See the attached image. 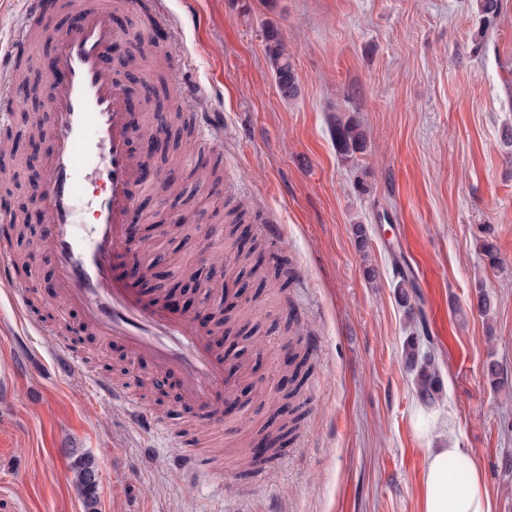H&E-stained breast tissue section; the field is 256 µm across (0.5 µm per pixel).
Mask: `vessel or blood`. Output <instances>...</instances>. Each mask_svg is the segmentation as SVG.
I'll return each instance as SVG.
<instances>
[{
  "mask_svg": "<svg viewBox=\"0 0 512 512\" xmlns=\"http://www.w3.org/2000/svg\"><path fill=\"white\" fill-rule=\"evenodd\" d=\"M59 0H27V14L14 47L0 55V68L14 69L40 44L52 49L53 75L45 90L51 122L43 135L49 149L40 164V213L45 224L42 254L55 269L60 300L81 311L103 340L125 346L132 359H148L177 377L196 419L222 427V405L237 378L209 341L201 322L174 314L160 300L143 298L122 264L139 245L127 234L128 216L143 186L146 162L131 143L132 91L101 60L117 38L110 0H70L80 24L53 23ZM13 217L0 213V283L15 307L28 313L26 286L6 245ZM96 392L138 420L148 415L129 389L93 377Z\"/></svg>",
  "mask_w": 512,
  "mask_h": 512,
  "instance_id": "b4317fda",
  "label": "vessel or blood"
}]
</instances>
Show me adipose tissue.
Here are the masks:
<instances>
[{
    "instance_id": "ef3b65f1",
    "label": "adipose tissue",
    "mask_w": 512,
    "mask_h": 512,
    "mask_svg": "<svg viewBox=\"0 0 512 512\" xmlns=\"http://www.w3.org/2000/svg\"><path fill=\"white\" fill-rule=\"evenodd\" d=\"M422 482V512H494L476 460L456 443L428 452Z\"/></svg>"
}]
</instances>
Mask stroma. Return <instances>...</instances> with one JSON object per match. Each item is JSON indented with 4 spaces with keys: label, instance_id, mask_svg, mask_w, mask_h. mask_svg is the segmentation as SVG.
I'll return each instance as SVG.
<instances>
[{
    "label": "stroma",
    "instance_id": "1",
    "mask_svg": "<svg viewBox=\"0 0 512 512\" xmlns=\"http://www.w3.org/2000/svg\"><path fill=\"white\" fill-rule=\"evenodd\" d=\"M148 0L128 4L115 52L134 50L151 23L167 36L151 61L150 85L168 95L203 94L222 146L201 173L162 166L187 194L161 202L152 188L136 202L145 223L182 215L184 227L153 235L151 249L175 273L200 269V253L240 270L224 233L226 215L247 210L252 225L275 219L281 260L297 271L282 292L250 288L237 300L259 333L240 339V386L252 392L225 415L222 431L192 429L176 397L143 399L163 423L147 434L104 402L90 376L120 383V345L82 331V315L43 303L55 281L36 258L30 309L50 329L20 320L0 285V512H84L76 457L99 474L98 512H421L426 451L456 441L478 462L495 512H512V0L473 51L482 24L474 0ZM274 26L293 51L300 93L284 100L265 54ZM355 117L366 147L344 162L333 117ZM218 170L214 191L199 179ZM364 225L358 246L356 225ZM492 242L499 263L480 248ZM420 263L409 306L397 295L393 260ZM378 272L364 277L366 265ZM493 309L481 316L478 292ZM422 316L408 319V307ZM312 345L296 437L280 458L247 462L243 451L281 403L289 310ZM435 357L442 382L427 407L404 363L408 336ZM86 356L87 375L56 368V345ZM497 363L504 381L487 376ZM206 464L174 467L183 433Z\"/></svg>",
    "mask_w": 512,
    "mask_h": 512
}]
</instances>
